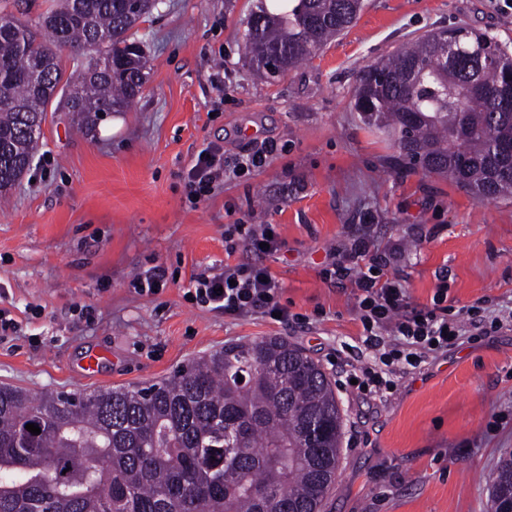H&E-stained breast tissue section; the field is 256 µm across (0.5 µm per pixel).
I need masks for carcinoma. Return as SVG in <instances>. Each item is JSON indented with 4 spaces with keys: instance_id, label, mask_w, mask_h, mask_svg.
Returning <instances> with one entry per match:
<instances>
[{
    "instance_id": "cac0c4a2",
    "label": "carcinoma",
    "mask_w": 512,
    "mask_h": 512,
    "mask_svg": "<svg viewBox=\"0 0 512 512\" xmlns=\"http://www.w3.org/2000/svg\"><path fill=\"white\" fill-rule=\"evenodd\" d=\"M258 0L242 36L248 63L284 75L358 19L364 0ZM153 0H58L36 28L0 15V194L32 161L52 102L89 129L131 109L148 59L135 38ZM382 58L353 108L387 136L396 163H419L477 198L512 197V53L455 27ZM84 54L61 89L60 53ZM243 381H238V378ZM33 423L41 429L26 430ZM343 418L331 382L301 348L270 337L224 346L159 382L33 396L0 385V512H321L335 483ZM493 508L512 492V458L489 479Z\"/></svg>"
}]
</instances>
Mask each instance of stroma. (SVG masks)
Returning a JSON list of instances; mask_svg holds the SVG:
<instances>
[{
    "label": "stroma",
    "mask_w": 512,
    "mask_h": 512,
    "mask_svg": "<svg viewBox=\"0 0 512 512\" xmlns=\"http://www.w3.org/2000/svg\"><path fill=\"white\" fill-rule=\"evenodd\" d=\"M355 24L278 78L255 71L240 42L257 0H163L138 27L149 61L130 111L82 133L48 108L29 168L0 201V384L34 394L144 386L225 344L282 337L329 377L343 449L323 512H492L487 479L512 457V323L461 337L387 400L340 377L361 357L354 290L320 275L326 254L362 232L391 249L412 304L440 281L456 306L512 309V198L483 202L448 178L393 169L394 150L354 112L362 70L439 28L467 24L512 49V9L494 0H365ZM223 91H216V83ZM273 139L267 166L193 204L182 173L210 142L233 160ZM274 225L263 256L282 302L307 315L291 329L233 320L188 302L191 276L250 260L225 250L235 222ZM162 290L133 280L152 268ZM104 352L94 376L85 355Z\"/></svg>",
    "instance_id": "stroma-1"
}]
</instances>
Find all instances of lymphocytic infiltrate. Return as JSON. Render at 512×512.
Listing matches in <instances>:
<instances>
[{
	"label": "lymphocytic infiltrate",
	"instance_id": "lymphocytic-infiltrate-1",
	"mask_svg": "<svg viewBox=\"0 0 512 512\" xmlns=\"http://www.w3.org/2000/svg\"><path fill=\"white\" fill-rule=\"evenodd\" d=\"M277 151L276 143L268 141L261 148L243 151L229 163L223 145L210 143L198 152L185 179L192 195L209 197L223 191L226 182L265 166ZM390 260V255L373 252L370 240L359 235L354 237L346 261L332 262L321 271L323 279L348 280L358 290L355 319L361 326V342L373 353L374 361L362 368L356 387L363 394L379 397L392 392V373L421 368L430 354L447 349L459 336L468 332L487 336L500 325L491 308L449 304L444 282L437 285L432 305L411 306L401 279L386 273ZM283 291L267 266L240 263L225 266L216 275L192 277L185 297L232 319L276 314L285 325L305 323L306 315L291 312L282 304Z\"/></svg>",
	"mask_w": 512,
	"mask_h": 512
}]
</instances>
